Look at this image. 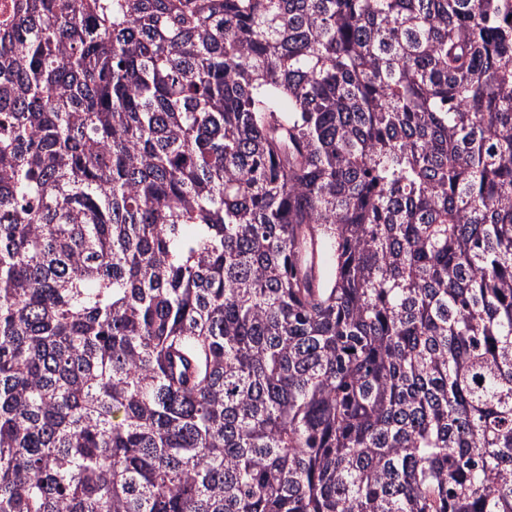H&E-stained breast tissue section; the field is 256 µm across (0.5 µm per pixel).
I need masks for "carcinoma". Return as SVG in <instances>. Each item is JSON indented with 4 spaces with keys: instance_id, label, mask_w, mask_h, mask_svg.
<instances>
[{
    "instance_id": "cac0c4a2",
    "label": "carcinoma",
    "mask_w": 512,
    "mask_h": 512,
    "mask_svg": "<svg viewBox=\"0 0 512 512\" xmlns=\"http://www.w3.org/2000/svg\"><path fill=\"white\" fill-rule=\"evenodd\" d=\"M0 512H512V0H16Z\"/></svg>"
}]
</instances>
